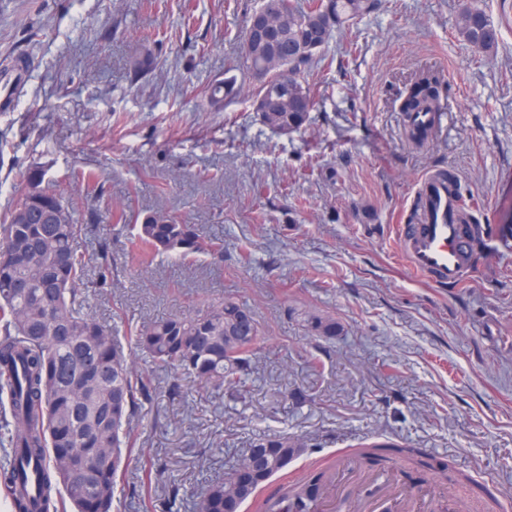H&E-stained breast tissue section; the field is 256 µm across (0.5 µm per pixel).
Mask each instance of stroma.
<instances>
[{
    "label": "stroma",
    "mask_w": 512,
    "mask_h": 512,
    "mask_svg": "<svg viewBox=\"0 0 512 512\" xmlns=\"http://www.w3.org/2000/svg\"><path fill=\"white\" fill-rule=\"evenodd\" d=\"M261 4L0 0V65L29 64L18 108L0 112V221L25 172L46 166L84 226L77 251L112 270L87 296L96 320L122 337L232 295L264 336L242 396L132 350L148 390L117 512H194L193 491L274 436L311 446L274 485L326 470L333 512L393 491L451 493L388 462L337 468L371 436L448 461L470 475L469 495L512 512V0H382L358 21L357 46L336 34L328 53L349 70L324 73L307 126L288 135L256 121L242 65L244 20ZM471 5L499 31L494 54L455 29ZM147 56L152 68L135 71ZM429 68L444 117L416 145L400 103ZM230 76L238 95L213 105L208 87ZM436 167L454 169L480 206L479 266L459 288L415 275L395 238ZM119 209L165 210L223 241V256L142 262ZM317 313L339 335H312ZM150 468L160 475L146 501Z\"/></svg>",
    "instance_id": "obj_1"
}]
</instances>
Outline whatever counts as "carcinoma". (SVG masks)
<instances>
[{"mask_svg":"<svg viewBox=\"0 0 512 512\" xmlns=\"http://www.w3.org/2000/svg\"><path fill=\"white\" fill-rule=\"evenodd\" d=\"M374 7L375 0H263L278 32L263 48L244 39V64L255 77L264 73L253 102L277 98L279 105L272 112L254 108L256 120L282 134L305 126L314 105L305 74L324 61L335 29L355 24ZM458 33L482 53L497 48L498 31L477 7L461 13ZM440 90L435 75L420 74L401 111H440ZM132 229L131 244L146 259L224 252L206 242L197 225L162 210ZM82 231L49 169L31 167L0 225V489L10 512H114L137 395L146 388L130 366L128 347L201 383L236 390L261 341L251 309L226 298L189 316L132 326L123 344L112 327L85 311L87 262L75 249ZM310 328L330 338L338 325L333 316L318 314ZM307 452L288 437L253 442L243 456L253 471L244 475L235 464L199 495L196 512H245L249 504L255 512H319L323 471L261 497L267 481ZM381 458L434 476L449 468L398 443H370L351 453L359 464Z\"/></svg>","mask_w":512,"mask_h":512,"instance_id":"cac0c4a2","label":"carcinoma"}]
</instances>
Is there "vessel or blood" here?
<instances>
[{"label":"vessel or blood","instance_id":"obj_1","mask_svg":"<svg viewBox=\"0 0 512 512\" xmlns=\"http://www.w3.org/2000/svg\"><path fill=\"white\" fill-rule=\"evenodd\" d=\"M27 71L17 64L0 70V112L14 111ZM460 180L429 173L417 194L421 204L410 223L396 227L399 249L409 267L439 288H453L474 271L479 240L459 216Z\"/></svg>","mask_w":512,"mask_h":512}]
</instances>
